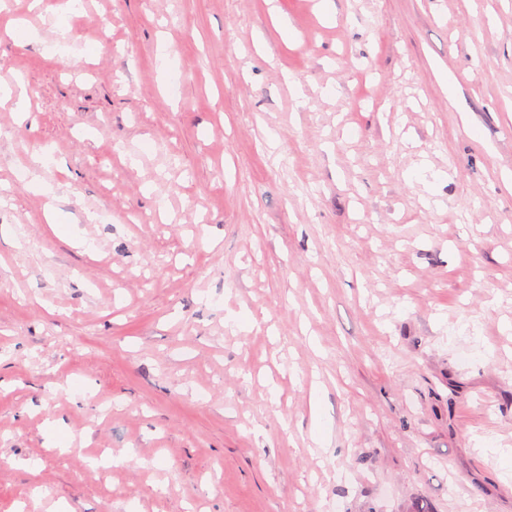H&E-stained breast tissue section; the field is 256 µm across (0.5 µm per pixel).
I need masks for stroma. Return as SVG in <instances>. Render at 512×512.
Returning <instances> with one entry per match:
<instances>
[{
  "label": "stroma",
  "instance_id": "35a3bbf8",
  "mask_svg": "<svg viewBox=\"0 0 512 512\" xmlns=\"http://www.w3.org/2000/svg\"><path fill=\"white\" fill-rule=\"evenodd\" d=\"M67 7L0 0V512H512V0Z\"/></svg>",
  "mask_w": 512,
  "mask_h": 512
}]
</instances>
